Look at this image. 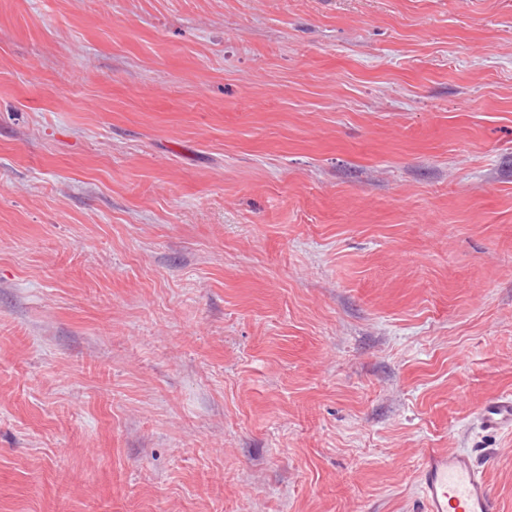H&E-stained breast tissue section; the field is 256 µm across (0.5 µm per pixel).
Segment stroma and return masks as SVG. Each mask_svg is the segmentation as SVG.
<instances>
[{"label":"stroma","instance_id":"obj_1","mask_svg":"<svg viewBox=\"0 0 512 512\" xmlns=\"http://www.w3.org/2000/svg\"><path fill=\"white\" fill-rule=\"evenodd\" d=\"M512 0H0V512H512ZM478 419L485 429L512 426V395L499 396L480 407ZM419 478L422 512H499L485 471L467 452L429 450Z\"/></svg>","mask_w":512,"mask_h":512}]
</instances>
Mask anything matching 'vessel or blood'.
Here are the masks:
<instances>
[{
    "label": "vessel or blood",
    "mask_w": 512,
    "mask_h": 512,
    "mask_svg": "<svg viewBox=\"0 0 512 512\" xmlns=\"http://www.w3.org/2000/svg\"><path fill=\"white\" fill-rule=\"evenodd\" d=\"M478 419L487 429L512 426V395L497 397L480 407ZM422 512H499L486 477L464 451H428L419 475Z\"/></svg>",
    "instance_id": "b4317fda"
}]
</instances>
